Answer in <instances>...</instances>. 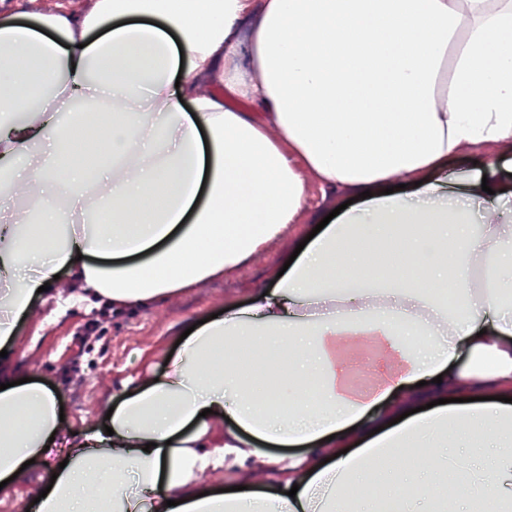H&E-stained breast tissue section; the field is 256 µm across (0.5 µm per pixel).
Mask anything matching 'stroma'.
I'll return each mask as SVG.
<instances>
[{"label":"stroma","mask_w":512,"mask_h":512,"mask_svg":"<svg viewBox=\"0 0 512 512\" xmlns=\"http://www.w3.org/2000/svg\"><path fill=\"white\" fill-rule=\"evenodd\" d=\"M497 157L512 162V148L484 147L449 162L442 178L444 189L464 192L466 180L477 173L479 164ZM307 194L308 209L298 223L288 226L281 239L248 264L180 295L119 313L106 303L92 309L77 304L63 313L58 312L56 299L38 303L34 316L21 320L15 351L7 363L0 365V371H16L52 386L58 404L64 407L66 428L79 431L95 426L104 407L99 399L101 391L116 390L124 383L162 372L183 331L225 306L244 305L251 291L270 279L279 255L314 228L316 209L322 202L315 178H308ZM63 334L75 338L83 348L106 345L112 352L111 366L96 370L80 404L73 398L72 378L74 370L84 369V361L69 354H43L27 344L29 337L39 336L50 347ZM46 476L44 461L29 465L7 490L0 491V512H29Z\"/></svg>","instance_id":"35a3bbf8"}]
</instances>
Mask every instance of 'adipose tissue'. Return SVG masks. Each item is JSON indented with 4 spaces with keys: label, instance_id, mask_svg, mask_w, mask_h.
I'll return each mask as SVG.
<instances>
[{
    "label": "adipose tissue",
    "instance_id": "1",
    "mask_svg": "<svg viewBox=\"0 0 512 512\" xmlns=\"http://www.w3.org/2000/svg\"><path fill=\"white\" fill-rule=\"evenodd\" d=\"M508 69L512 0H92L0 17V184L20 202L0 221V350L60 272L84 299L146 306L279 239L307 177L364 197L245 307L197 325L106 425L70 435L45 386L0 391V482L66 434L37 512H446L442 482L408 462L422 448L463 497L506 512L512 225L497 206L512 189L496 161L461 195L438 176L512 147ZM77 122L99 129L94 165ZM249 346L281 376L248 372ZM371 346L372 380L351 388L344 366ZM208 470L231 491H209Z\"/></svg>",
    "mask_w": 512,
    "mask_h": 512
}]
</instances>
